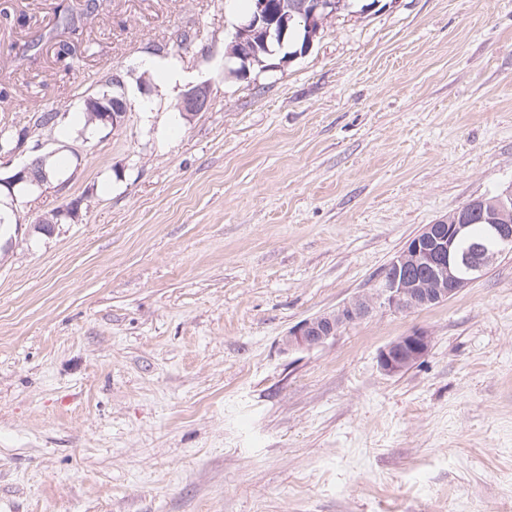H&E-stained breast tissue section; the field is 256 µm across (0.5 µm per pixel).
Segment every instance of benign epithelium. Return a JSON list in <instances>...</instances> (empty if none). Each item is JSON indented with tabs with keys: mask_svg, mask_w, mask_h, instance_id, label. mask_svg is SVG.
Returning <instances> with one entry per match:
<instances>
[{
	"mask_svg": "<svg viewBox=\"0 0 512 512\" xmlns=\"http://www.w3.org/2000/svg\"><path fill=\"white\" fill-rule=\"evenodd\" d=\"M330 7L329 0H320L315 7L308 0H296L294 13L310 38L320 34L322 20ZM287 27L288 15L282 8L271 0H255L254 13L236 27L229 54L245 63L258 59L261 52L270 55L268 39ZM209 101L210 87L202 83L182 93L178 109L190 117L206 110ZM130 109L127 98L114 99L112 106L103 112V121L112 124V131H118ZM26 182L41 189L51 186L34 165L26 164L8 177H0V188H6L11 194L17 185ZM488 212L490 218L483 225L482 236L471 241L464 252L459 251L458 244L470 238L471 232L465 208L456 210L452 224L442 218L424 225L389 263L374 298L355 299L305 319L282 337L283 350L289 353L324 344L342 327L368 314L375 299L394 310L406 311L438 305L456 296L490 264L512 250V221H508V214H512V184L489 202ZM430 344L427 333L411 331L382 348L378 364L389 375L399 374L425 356Z\"/></svg>",
	"mask_w": 512,
	"mask_h": 512,
	"instance_id": "obj_1",
	"label": "benign epithelium"
}]
</instances>
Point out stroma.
I'll list each match as a JSON object with an SVG mask.
<instances>
[{"mask_svg":"<svg viewBox=\"0 0 512 512\" xmlns=\"http://www.w3.org/2000/svg\"><path fill=\"white\" fill-rule=\"evenodd\" d=\"M86 3L0 0V127L84 112L112 75L132 104L11 162L67 168L0 226V512H512V255L448 302L281 345L512 183V0H377L243 75L241 0H99L60 27ZM164 51L172 86L146 66ZM416 329L428 354L380 370ZM210 101V87L202 83L190 87L181 95L178 103V109L186 117L195 115L197 112H203L207 109ZM131 109V104L125 97L112 99V107L103 112V121L112 124V132L118 131L124 125L127 112ZM431 338L424 331L414 330L390 342L378 355L380 368L389 375L399 374L425 356Z\"/></svg>","mask_w":512,"mask_h":512,"instance_id":"obj_1","label":"stroma"}]
</instances>
